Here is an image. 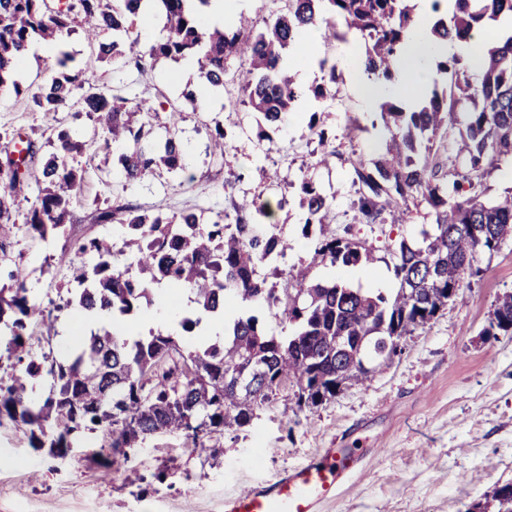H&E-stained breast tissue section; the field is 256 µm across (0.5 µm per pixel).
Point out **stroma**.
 I'll return each instance as SVG.
<instances>
[{
	"instance_id": "35a3bbf8",
	"label": "stroma",
	"mask_w": 512,
	"mask_h": 512,
	"mask_svg": "<svg viewBox=\"0 0 512 512\" xmlns=\"http://www.w3.org/2000/svg\"><path fill=\"white\" fill-rule=\"evenodd\" d=\"M341 40L320 41L318 57L338 60L336 99L325 107L311 102L287 113L272 140L258 139L260 116L250 108L231 112L224 102L233 86L211 94L205 110L181 99L186 86H201L199 70L183 60L161 58L143 69L89 62L93 86L154 103H179L176 127L187 147L186 171L160 172L133 188L122 186L120 148L77 158L84 170L80 200L63 233L42 241L24 232V213L9 226L8 260L25 267L27 285L42 303L61 302L74 284L72 266L83 260V239L120 240L117 224H95L94 207L132 202L170 217L199 208L220 212L253 196L283 200L271 222L290 248L276 264L262 266L269 284L280 285V270L295 268L311 280H336L365 290L396 287L389 246L417 236L434 218L426 204L411 207L399 224H362L352 207L351 162L376 158L385 132L377 110L366 108L358 87V67L342 66L345 53L360 57L363 42L347 32ZM51 57L32 54L18 74L28 95L0 92V161L18 137L30 139L38 157L51 150L52 115L33 109L29 97L52 72ZM318 114L336 150L329 166L310 168L318 142L309 129ZM223 125L232 171L212 164L210 131ZM311 177L331 196L336 234L374 249L373 262L360 270L341 265L308 268L312 236L302 232L299 184ZM479 272L466 277L454 300L425 327L405 336L389 367L311 409L295 405L292 387L264 404L252 424L203 436L195 450L180 433L146 437L128 457L101 453L103 431L76 437L67 457L34 448L10 421L0 422V512H224V496L251 481L278 478L329 448H355L362 462L334 500L320 512H471L492 491L512 482V335H489L499 297L512 292V239L482 254ZM385 456H378V449Z\"/></svg>"
}]
</instances>
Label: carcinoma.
Returning <instances> with one entry per match:
<instances>
[{"label": "carcinoma", "instance_id": "obj_1", "mask_svg": "<svg viewBox=\"0 0 512 512\" xmlns=\"http://www.w3.org/2000/svg\"><path fill=\"white\" fill-rule=\"evenodd\" d=\"M142 2L0 0V90L25 94L15 75L33 44L60 47L55 73L32 97V106L40 112L86 114L100 126L106 149L123 141L125 187L163 167L185 169L186 146L173 133L153 141L159 112L150 101L85 88L88 65L62 49L72 34L82 33L100 62L132 61L141 69L148 57H195L203 83L214 89L238 85L230 110L246 104L276 131L302 97L284 61L308 30L319 28L327 38L343 39L345 34L336 33V19H342L364 42L356 65L367 78L388 83L395 78L391 61L418 25L412 0H285L261 27L243 15L222 29L204 28L188 0H150L164 18V33L142 53L130 38ZM442 2L431 3L437 17L427 35L433 42L467 41L499 18L512 17V0H454L445 12ZM105 31L112 32V41L99 40ZM319 66L322 82L311 88L316 101L336 82L337 71L326 58ZM434 68L447 90L434 88L408 108L382 102L380 117L389 132L384 153L368 164L360 158L351 162L359 223L397 224L411 201L434 210V224L421 230V240L403 239L392 248L397 288L370 292L336 281L307 283L305 275L290 271L282 287L268 286L259 266L289 249L288 241L270 230L280 200L258 197L234 205L231 213L191 210L171 219L132 203L97 208L92 222L121 225V245L105 237L82 243L79 250L93 264L73 269L75 298L44 307L27 288L20 266L8 272L9 285L0 286V337L7 338L8 357L25 365L26 376L51 381L47 397L35 402L23 378L0 379V418L27 427L31 447L53 454L72 447L74 434L101 429L112 454L126 457L150 435L180 432L194 444L202 433L246 427L255 410L288 382L296 387V404L311 408L388 366L391 354L376 351L379 339L407 336L428 324L448 304L450 290L462 288L478 256L512 238V195L492 203L483 189L486 175L502 157L512 156V36L487 50L476 75L462 58L446 54L434 59ZM460 112L467 122L459 131ZM309 129L323 147L310 166L328 164L332 153L324 149L326 130L314 118ZM454 131L457 154L465 161L450 181L433 140ZM226 137L220 125L211 133L213 157L222 167L230 166L224 158ZM19 142L24 148L18 157L0 164V224L9 223L12 210L28 201L26 231L45 240L71 218L83 182V169L71 161L86 154L87 143L66 127L55 130L53 151L42 160L31 202L24 187L35 152L30 140ZM300 197L303 233L314 224L320 231L308 267H354L374 260L371 248L336 236L333 203L310 180L302 181ZM154 283L166 284L174 294L193 295L196 317L181 318L178 331L131 339L113 319L151 304ZM228 299L254 304L261 313H242L221 345L186 348L183 339L201 317L224 308ZM75 300L99 327L72 362L63 364L50 352L33 353L32 329L51 330L57 314ZM264 315L288 324L291 333L268 332ZM490 328L512 334V293L499 299ZM363 360L370 369L362 368ZM237 366L250 368L242 387L232 373ZM491 499L495 512H512V483L496 487Z\"/></svg>", "mask_w": 512, "mask_h": 512}]
</instances>
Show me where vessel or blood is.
<instances>
[{"label":"vessel or blood","mask_w":512,"mask_h":512,"mask_svg":"<svg viewBox=\"0 0 512 512\" xmlns=\"http://www.w3.org/2000/svg\"><path fill=\"white\" fill-rule=\"evenodd\" d=\"M351 448H331L273 481L237 489L224 499V512H318L358 468Z\"/></svg>","instance_id":"1"}]
</instances>
